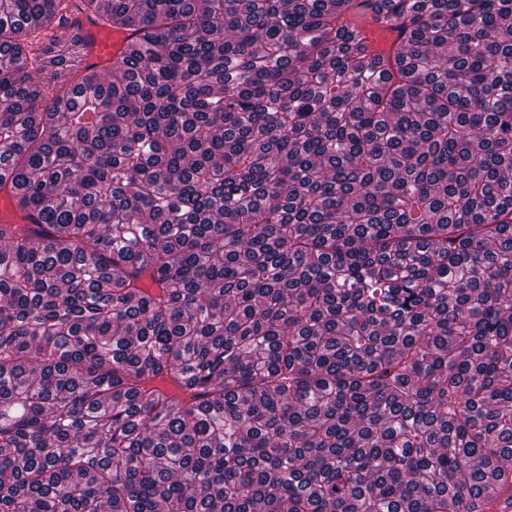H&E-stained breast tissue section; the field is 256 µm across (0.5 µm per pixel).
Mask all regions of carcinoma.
<instances>
[{
	"label": "carcinoma",
	"instance_id": "1",
	"mask_svg": "<svg viewBox=\"0 0 512 512\" xmlns=\"http://www.w3.org/2000/svg\"><path fill=\"white\" fill-rule=\"evenodd\" d=\"M0 193V512H512V0H0ZM83 31L88 38V59L90 63L97 64L100 67L106 66L112 61L126 42L130 32H117L112 30L108 24L102 20H95L94 23L80 18Z\"/></svg>",
	"mask_w": 512,
	"mask_h": 512
}]
</instances>
